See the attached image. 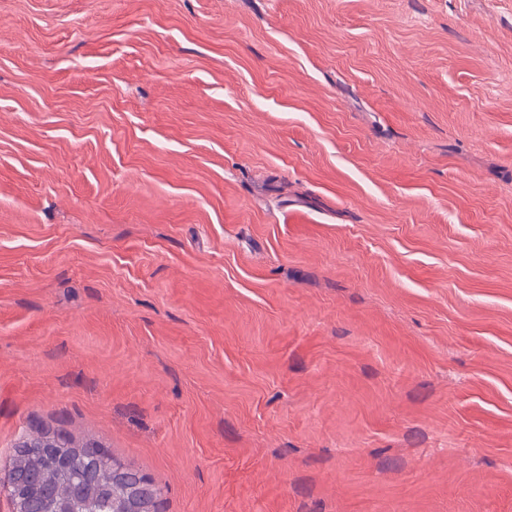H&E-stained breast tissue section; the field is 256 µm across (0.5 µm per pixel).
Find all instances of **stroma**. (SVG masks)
I'll return each instance as SVG.
<instances>
[{
  "instance_id": "35a3bbf8",
  "label": "stroma",
  "mask_w": 512,
  "mask_h": 512,
  "mask_svg": "<svg viewBox=\"0 0 512 512\" xmlns=\"http://www.w3.org/2000/svg\"><path fill=\"white\" fill-rule=\"evenodd\" d=\"M512 512V0H0V483ZM23 448H35L37 451L44 449L45 451L53 454L59 463L62 459L68 457L63 449L69 448L66 439L62 435L49 436H30L22 441ZM18 466L39 477L43 485L55 499H70L69 490L73 484L88 485L85 497L72 503L77 512H113L110 489L112 487V467L104 466L96 459L80 458L72 461L66 470L38 455L24 456L15 448L12 461L13 471Z\"/></svg>"
}]
</instances>
